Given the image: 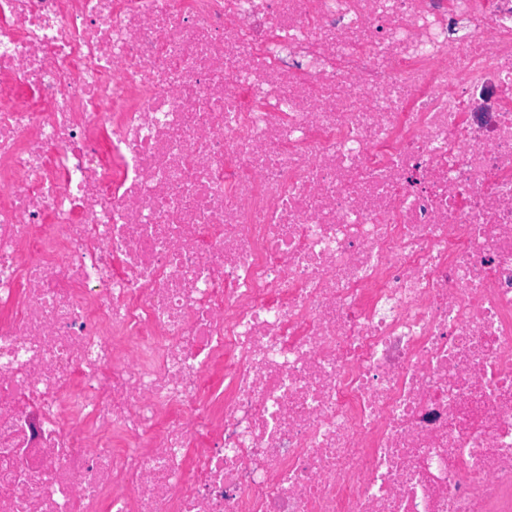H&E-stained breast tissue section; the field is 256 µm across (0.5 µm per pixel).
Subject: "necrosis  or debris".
I'll use <instances>...</instances> for the list:
<instances>
[{
  "label": "necrosis or debris",
  "mask_w": 512,
  "mask_h": 512,
  "mask_svg": "<svg viewBox=\"0 0 512 512\" xmlns=\"http://www.w3.org/2000/svg\"><path fill=\"white\" fill-rule=\"evenodd\" d=\"M0 512H512V0H0Z\"/></svg>",
  "instance_id": "obj_1"
}]
</instances>
